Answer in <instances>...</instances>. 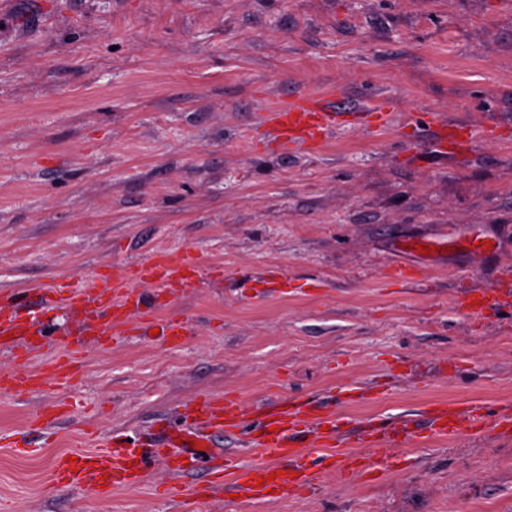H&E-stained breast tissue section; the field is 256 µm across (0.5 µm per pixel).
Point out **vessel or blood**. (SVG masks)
Masks as SVG:
<instances>
[{
	"instance_id": "b4317fda",
	"label": "vessel or blood",
	"mask_w": 512,
	"mask_h": 512,
	"mask_svg": "<svg viewBox=\"0 0 512 512\" xmlns=\"http://www.w3.org/2000/svg\"><path fill=\"white\" fill-rule=\"evenodd\" d=\"M343 94L330 88L299 91L289 95L272 108L265 118L272 134L285 145L320 149L330 132L348 114L354 120L386 127L392 117L388 102L345 108ZM460 134L459 128L446 121L436 124L432 150L447 153L450 144ZM200 266L187 255L174 257L156 254L150 261L128 268L124 279L111 281L98 273L78 281L59 280L39 290V304L20 313L26 306L22 291L0 293V347L6 335H27L30 319L38 312L52 310L57 304L67 306L95 305L100 324L99 335L135 322L142 334L157 331L165 342L179 343L189 331L186 321L158 317L149 307L145 295L137 291V283H151L170 293L194 287ZM460 306L471 316H482L512 309V290L488 288L473 290L460 299ZM75 375L69 356L54 360L49 369L23 376L0 379V390L21 394L48 385L64 390L70 388ZM194 423L174 422L161 429L157 437H113L99 449L75 448L58 455L52 465L53 479L75 487L98 499L110 498L113 491L135 486L141 475L153 464V449L173 451L172 465L185 474H201L207 479L229 478L230 484L245 500L254 504L275 503L306 490L321 471L332 469L340 473L356 472L373 475L397 469V457L386 455L371 458L352 449L341 430L335 412L313 401L267 403L261 413L242 410L237 398L204 399L194 404ZM488 414L486 404L474 402L464 409L437 403L427 408V428L418 432L405 421L372 420L366 422L359 438L366 446H404L427 438H450L461 428L480 434L485 430ZM216 432L242 434L253 447L261 449L265 461L241 464L234 457L215 448L212 435Z\"/></svg>"
}]
</instances>
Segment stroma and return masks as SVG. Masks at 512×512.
<instances>
[{
  "instance_id": "35a3bbf8",
  "label": "stroma",
  "mask_w": 512,
  "mask_h": 512,
  "mask_svg": "<svg viewBox=\"0 0 512 512\" xmlns=\"http://www.w3.org/2000/svg\"><path fill=\"white\" fill-rule=\"evenodd\" d=\"M0 12V291L187 254L196 292L162 294L190 334L98 344L79 309L43 315L83 336L70 390L0 392V433L38 442L50 402L72 412L37 455L0 442V512H186L156 465L97 499L51 482L55 456L163 426L196 398L249 408L314 400L348 423L423 424L435 402L512 406V313L458 299L512 273V10L502 0H7ZM323 84L382 97L389 129L337 128L322 152L280 149L261 116ZM474 128L431 152L435 120ZM482 241L431 259L408 239ZM414 269L413 278L394 271ZM288 293L257 295L269 270ZM46 339L0 348V375L47 368ZM366 393L349 399L350 388ZM405 470L327 471L271 505L214 485L199 512H512V433L461 431L402 449Z\"/></svg>"
}]
</instances>
